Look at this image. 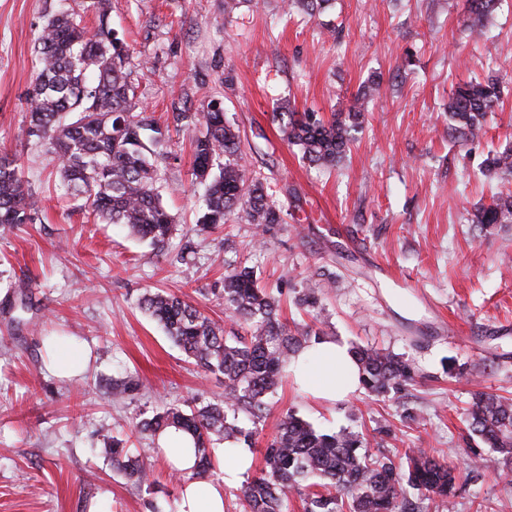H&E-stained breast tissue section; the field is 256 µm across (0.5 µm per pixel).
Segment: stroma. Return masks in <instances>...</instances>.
Segmentation results:
<instances>
[{
    "label": "stroma",
    "instance_id": "stroma-1",
    "mask_svg": "<svg viewBox=\"0 0 512 512\" xmlns=\"http://www.w3.org/2000/svg\"><path fill=\"white\" fill-rule=\"evenodd\" d=\"M281 3L243 0L228 15L224 0H112L109 23L130 48L136 95L168 125L178 157L159 166L177 225L160 253L63 199L52 155L27 134L46 3L0 0V153L16 159L35 201L32 223L0 227V512H175L181 486L133 424L164 402L223 400L224 378L201 372L139 302L149 290L181 296L233 335L224 273L240 264L281 297L286 321L403 355L417 383L397 397L361 390L332 404L284 383L266 398L250 467L224 488V512H243V484L289 409L321 431L362 432L375 457L409 447L448 453L460 478L438 512H512V480L474 467L493 454L464 422L474 392L512 394V224L490 231L470 222L476 206L512 189L480 173L488 153L512 141V56L502 52L512 43V0H500L478 41L464 0H335L312 18L285 16ZM329 27L336 36H325ZM490 73L507 86L504 104L479 140L458 142L448 97ZM375 75L384 92L335 170L310 166L283 140L280 103L339 111ZM213 101L273 188L283 223L198 230L204 188L191 182L192 131L173 116ZM187 244L193 260L176 262ZM20 278L31 286L27 310L7 298ZM311 282L321 302L307 313L292 299ZM49 336L88 344L83 377L45 372ZM116 387L126 390L118 403ZM408 408L418 421H404ZM105 427L148 458L154 485H130L98 455Z\"/></svg>",
    "mask_w": 512,
    "mask_h": 512
}]
</instances>
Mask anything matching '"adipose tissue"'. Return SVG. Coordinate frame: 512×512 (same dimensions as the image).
<instances>
[{
  "label": "adipose tissue",
  "instance_id": "obj_1",
  "mask_svg": "<svg viewBox=\"0 0 512 512\" xmlns=\"http://www.w3.org/2000/svg\"><path fill=\"white\" fill-rule=\"evenodd\" d=\"M88 354L69 341L48 351L46 370L57 376L77 377L86 369ZM294 383L314 398L336 402L347 399L359 387V367L345 341L327 337L296 353L288 363ZM251 465L240 452L233 467L224 469L220 482L190 481L180 496L177 512H224V487L235 482Z\"/></svg>",
  "mask_w": 512,
  "mask_h": 512
}]
</instances>
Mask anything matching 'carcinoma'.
Returning a JSON list of instances; mask_svg holds the SVG:
<instances>
[{"mask_svg":"<svg viewBox=\"0 0 512 512\" xmlns=\"http://www.w3.org/2000/svg\"><path fill=\"white\" fill-rule=\"evenodd\" d=\"M467 27L482 37V22L497 0H465ZM332 7V0H284V14L309 16ZM97 24L89 28L82 16L55 6L48 10L38 37L35 74L27 90L31 103L28 134L48 146L58 162L65 195L82 202L95 221L124 224L162 252L176 224L155 187L157 163L172 159L168 133L154 116L138 106L130 80V52L110 27L112 0H90ZM381 79L367 81L345 112L325 117L318 112H295L287 105L275 113L286 141L299 147L302 157L317 168L336 167L355 141L364 112L381 90ZM504 83L497 77L476 78L458 85L448 98L451 130L464 141L477 139L488 114L502 102ZM187 125L203 126L194 137L193 176L206 184L196 224L207 231L229 222L283 223L261 173L242 163L239 132L210 104L199 113L182 112ZM224 167L212 173L214 161ZM482 175L512 177V143L488 154ZM33 193L16 161L0 156V226L33 221ZM474 224L489 227L512 224V192L499 194L477 207ZM315 287L295 297L301 308L318 305ZM224 304L246 326L240 336L224 335V326L178 296L148 292L140 308L159 322L167 336L203 371L224 376V402L198 401L186 409L168 402L151 417L135 424L149 439L170 427L190 434L196 465L176 472L203 476L213 469L215 445L229 439L249 441L265 417V397L281 384L292 355L319 339L309 327L289 326L280 320V300L258 285L250 267H234L224 274ZM361 367L362 386L375 396L400 393L415 381V366L385 349H351ZM469 429L512 463V399L488 392L473 396ZM364 436L341 429L315 430L291 411L282 415L267 444L264 467L244 490V512H288L289 494L310 477L323 480L326 492H310L305 512H417L404 487L448 499L454 495L456 475L447 459L424 448H410L397 465L388 456L370 458L360 452ZM128 482L140 488L152 484L151 465L115 437L98 449Z\"/></svg>","mask_w":512,"mask_h":512,"instance_id":"1","label":"carcinoma"}]
</instances>
